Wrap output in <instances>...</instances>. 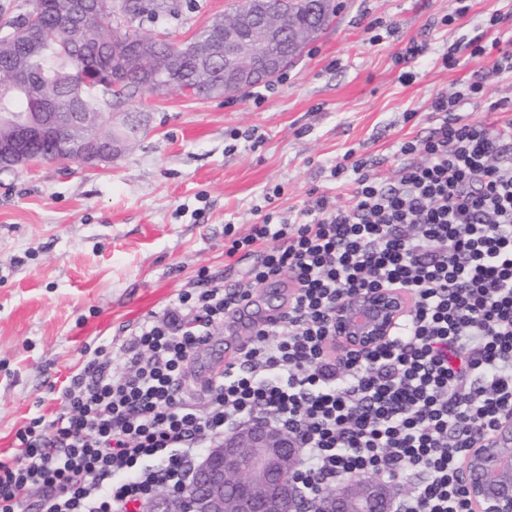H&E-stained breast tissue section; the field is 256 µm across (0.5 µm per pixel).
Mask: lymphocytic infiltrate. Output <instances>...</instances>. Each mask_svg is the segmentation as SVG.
Masks as SVG:
<instances>
[{
	"label": "lymphocytic infiltrate",
	"mask_w": 512,
	"mask_h": 512,
	"mask_svg": "<svg viewBox=\"0 0 512 512\" xmlns=\"http://www.w3.org/2000/svg\"><path fill=\"white\" fill-rule=\"evenodd\" d=\"M512 72L436 95L429 135L403 139L397 176L336 164L339 201L318 197L294 219L265 214L225 254L244 261L224 285L182 291L119 345L121 369L93 358L62 391L67 414L17 431L0 461V512H131L186 482L203 448L269 416L302 436L308 495L353 474L417 476L401 512H473L458 468L474 436L512 412V114L466 121L452 108ZM287 277L288 310L252 328L203 393L194 351L258 288ZM403 287L408 314L390 339L341 352L329 318L361 289Z\"/></svg>",
	"instance_id": "obj_1"
}]
</instances>
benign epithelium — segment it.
Returning a JSON list of instances; mask_svg holds the SVG:
<instances>
[{"label": "benign epithelium", "instance_id": "7a95c632", "mask_svg": "<svg viewBox=\"0 0 512 512\" xmlns=\"http://www.w3.org/2000/svg\"><path fill=\"white\" fill-rule=\"evenodd\" d=\"M235 25L224 29V41L201 45L197 56L204 67L224 59V95L241 93L259 73L269 78L287 63L285 57L259 52L287 31L279 22H265L263 0H246ZM92 0H64L57 15L72 30L93 16ZM133 55L151 62L154 78L167 80V69L153 62L146 46ZM75 112L56 121L32 125L14 119L0 135V166L32 165L47 159L34 149L51 151L62 129L80 122ZM67 160L82 163L112 152L106 145L90 152L78 140L68 141ZM408 308V293L400 288L365 289L345 296L332 313L336 338L353 350L387 341ZM300 438L267 417L254 419L213 444L191 474L189 485L154 492L140 512H396L393 487L381 479L352 476L324 490L313 507H303L298 477ZM461 472L474 512H512V414L465 454Z\"/></svg>", "mask_w": 512, "mask_h": 512}]
</instances>
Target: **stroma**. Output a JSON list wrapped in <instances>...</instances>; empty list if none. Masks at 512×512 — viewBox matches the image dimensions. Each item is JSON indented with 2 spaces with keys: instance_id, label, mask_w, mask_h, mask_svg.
<instances>
[{
  "instance_id": "obj_1",
  "label": "stroma",
  "mask_w": 512,
  "mask_h": 512,
  "mask_svg": "<svg viewBox=\"0 0 512 512\" xmlns=\"http://www.w3.org/2000/svg\"><path fill=\"white\" fill-rule=\"evenodd\" d=\"M237 3L195 0L138 30L181 42ZM340 3L267 82L263 104L247 92L199 99L174 90L153 101L112 161L0 169V457L14 455L16 432L33 419L66 412L59 388L89 351L104 347L121 366L113 338L163 316L201 272L224 279L225 228L242 234L268 211L291 216L318 196H339L330 169L349 151L392 179L398 141L435 128L433 97L492 67L493 56L470 57L467 43L512 39V0H470L461 17L456 0ZM372 19L379 25L370 31ZM413 41L428 53L402 61ZM449 52L451 69L442 63ZM287 305V278L259 288L248 317L227 318L194 366L230 361L250 317Z\"/></svg>"
}]
</instances>
